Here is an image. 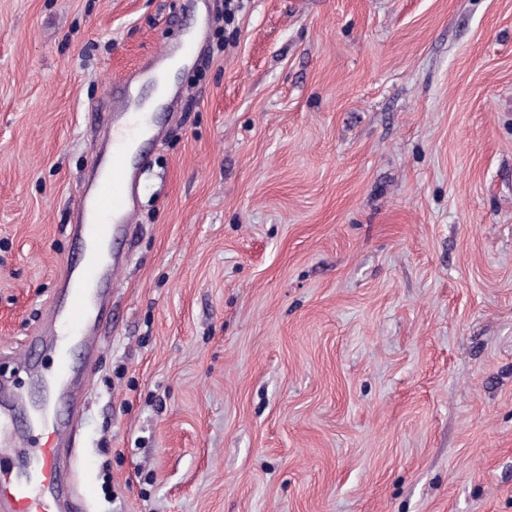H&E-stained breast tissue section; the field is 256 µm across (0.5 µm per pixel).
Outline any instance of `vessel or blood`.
<instances>
[{
    "mask_svg": "<svg viewBox=\"0 0 512 512\" xmlns=\"http://www.w3.org/2000/svg\"><path fill=\"white\" fill-rule=\"evenodd\" d=\"M121 108L112 118V149L106 156H94V168L105 175L95 181L78 201L80 220L71 231L79 245L87 249L86 258L78 265H65L61 274L64 296L49 316L55 338L81 345L92 341L93 326L102 324L107 310L98 301L97 287L120 271L121 258L113 256L104 262L89 249L94 245H109L126 232L135 211L136 170L140 162L133 149L137 140L154 134L151 113L142 111L131 94L130 81H123ZM50 401L68 400L77 404L79 395L74 387L75 367L66 353H59L50 374H36ZM0 396L10 400V407H0V512H62L61 450L51 438L60 434L66 422L62 419L40 423L31 419L29 431L40 436L41 443L32 451L39 463V477L30 480L8 473L5 464L12 457L26 454L23 440L13 433V407H27L24 392L0 383Z\"/></svg>",
    "mask_w": 512,
    "mask_h": 512,
    "instance_id": "1",
    "label": "vessel or blood"
}]
</instances>
